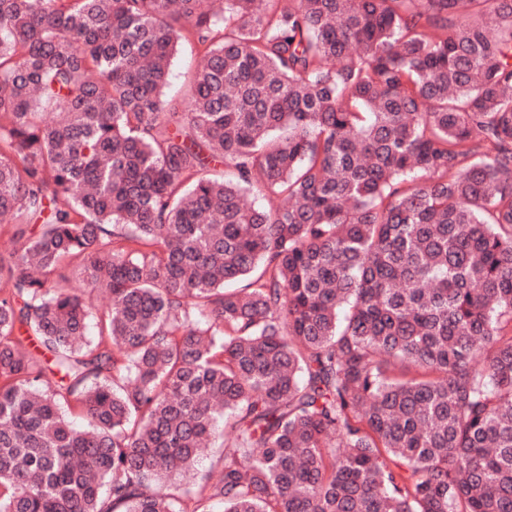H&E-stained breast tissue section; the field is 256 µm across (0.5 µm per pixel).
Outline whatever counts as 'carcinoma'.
<instances>
[{
  "instance_id": "cac0c4a2",
  "label": "carcinoma",
  "mask_w": 512,
  "mask_h": 512,
  "mask_svg": "<svg viewBox=\"0 0 512 512\" xmlns=\"http://www.w3.org/2000/svg\"><path fill=\"white\" fill-rule=\"evenodd\" d=\"M5 214L0 512H512V0H0ZM200 60V51L191 40L182 42L178 54L172 60L166 97L178 105L180 112L192 95L194 72Z\"/></svg>"
}]
</instances>
